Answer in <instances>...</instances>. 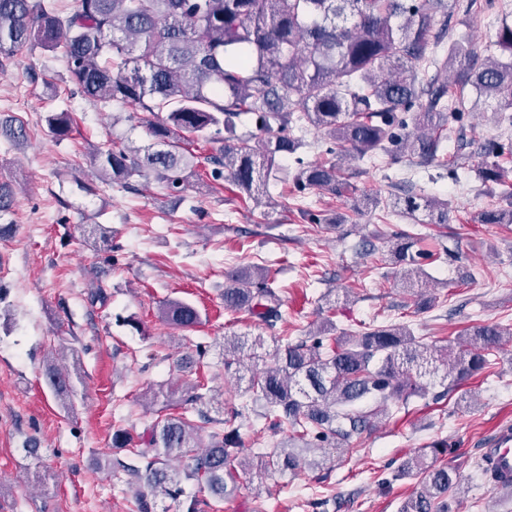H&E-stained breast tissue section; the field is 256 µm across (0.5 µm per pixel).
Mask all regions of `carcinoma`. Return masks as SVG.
<instances>
[{"label": "carcinoma", "instance_id": "1", "mask_svg": "<svg viewBox=\"0 0 512 512\" xmlns=\"http://www.w3.org/2000/svg\"><path fill=\"white\" fill-rule=\"evenodd\" d=\"M448 0H72L65 11L57 0H0V54L11 57L28 46L62 51L70 81L89 101L104 107L129 105L143 114L153 143L141 149L120 141L93 153L102 177L127 188L135 178L153 179L171 196L185 190L188 170L203 168L212 181H228L238 193L265 204L262 194L280 172V159L295 156L293 194L312 191L353 197L356 187L339 175L336 157L358 159L415 155L438 161L448 178L460 180L471 143L457 137L452 160L440 156L451 138L448 118L463 119L465 90L476 99L500 102L496 117L512 123V22L502 19L495 46L500 55L480 59L463 41L443 46ZM255 130L237 134L241 116ZM56 139L69 137L73 114L46 117ZM310 126L323 139V158L297 156ZM0 136L16 145L27 140L23 122L0 120ZM208 145L201 157L189 149ZM478 177L506 181L512 139L481 147ZM392 206L424 224H447L448 200L408 193ZM480 224H512V202L483 209ZM99 250L117 246L102 225H89ZM421 234L399 229L389 235L390 260L400 266L396 286L412 292L429 278L426 262L435 254L418 247ZM224 309L246 310L273 329L282 320L281 299L268 269L236 267L225 272ZM160 317L175 328H190L201 317L193 305L171 300ZM330 318L313 331L274 337L271 361L256 371L244 394L224 418L203 406L211 389L185 379L165 394L157 417L139 444L117 429L112 447L130 455L114 457L112 474L135 492V512H156L157 499L176 500L182 480H193L217 502L233 495L238 473L268 476L302 468L336 467L329 449L359 451L374 419L427 395L423 379L445 368L448 391L490 367L489 356L512 345V327L477 323L455 346L439 349L406 324L373 320L364 330L337 336ZM263 340L246 334L224 337V373L238 372L242 357L263 356ZM43 375L56 398L69 404L70 376L53 356ZM255 416L259 431L286 421L291 434L273 448L237 459L239 421ZM452 448L436 441L410 458L396 476L420 474L422 490L400 512H448V492L457 470L436 464ZM187 461L184 470L175 463ZM238 461V467L231 462Z\"/></svg>", "mask_w": 512, "mask_h": 512}]
</instances>
